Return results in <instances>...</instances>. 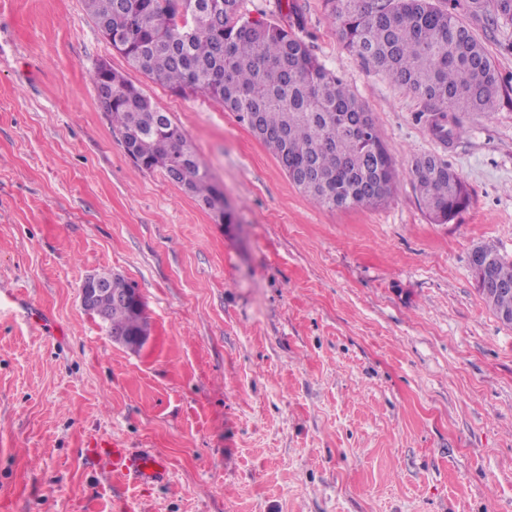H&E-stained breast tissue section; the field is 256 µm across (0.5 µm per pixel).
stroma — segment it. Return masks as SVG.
I'll list each match as a JSON object with an SVG mask.
<instances>
[{
	"instance_id": "1",
	"label": "stroma",
	"mask_w": 512,
	"mask_h": 512,
	"mask_svg": "<svg viewBox=\"0 0 512 512\" xmlns=\"http://www.w3.org/2000/svg\"><path fill=\"white\" fill-rule=\"evenodd\" d=\"M241 12L288 25L371 112L385 203H313L216 100L130 69L84 0H0V295L23 299L0 312V512H512V326L468 263L484 243L512 258V92L447 144L324 0ZM457 14L511 80L512 25ZM102 63L184 130L233 224L128 157ZM424 155L471 193L445 224L412 187ZM95 272L140 293L141 351L81 307ZM112 437L167 480H113L91 451Z\"/></svg>"
}]
</instances>
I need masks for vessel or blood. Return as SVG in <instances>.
<instances>
[{
  "instance_id": "b4317fda",
  "label": "vessel or blood",
  "mask_w": 512,
  "mask_h": 512,
  "mask_svg": "<svg viewBox=\"0 0 512 512\" xmlns=\"http://www.w3.org/2000/svg\"><path fill=\"white\" fill-rule=\"evenodd\" d=\"M96 454L105 462L112 475L134 486L161 481L166 478L169 470L167 461L161 456L150 451L131 452L115 439L98 442Z\"/></svg>"
}]
</instances>
